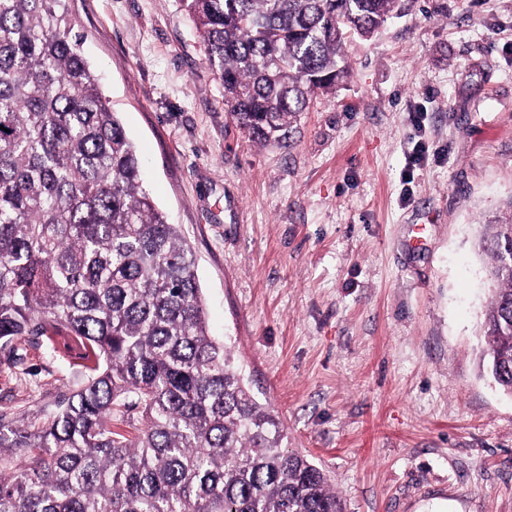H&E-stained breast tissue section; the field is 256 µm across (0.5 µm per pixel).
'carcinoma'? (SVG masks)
<instances>
[{"label":"carcinoma","mask_w":512,"mask_h":512,"mask_svg":"<svg viewBox=\"0 0 512 512\" xmlns=\"http://www.w3.org/2000/svg\"><path fill=\"white\" fill-rule=\"evenodd\" d=\"M234 122L281 142L351 73L398 0H182ZM62 0H0V349L82 348L37 423L0 415V512H344L322 469L209 335L196 257L143 188L132 140ZM512 215L480 246L487 368L512 394Z\"/></svg>","instance_id":"cac0c4a2"}]
</instances>
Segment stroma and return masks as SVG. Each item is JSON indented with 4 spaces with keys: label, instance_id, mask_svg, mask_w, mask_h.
<instances>
[{
    "label": "stroma",
    "instance_id": "stroma-1",
    "mask_svg": "<svg viewBox=\"0 0 512 512\" xmlns=\"http://www.w3.org/2000/svg\"><path fill=\"white\" fill-rule=\"evenodd\" d=\"M63 8L196 253L213 336L345 512H512L478 248L511 212L512 0H401L282 146L232 120L181 0ZM81 379L67 340L19 338L0 414L39 420Z\"/></svg>",
    "mask_w": 512,
    "mask_h": 512
}]
</instances>
